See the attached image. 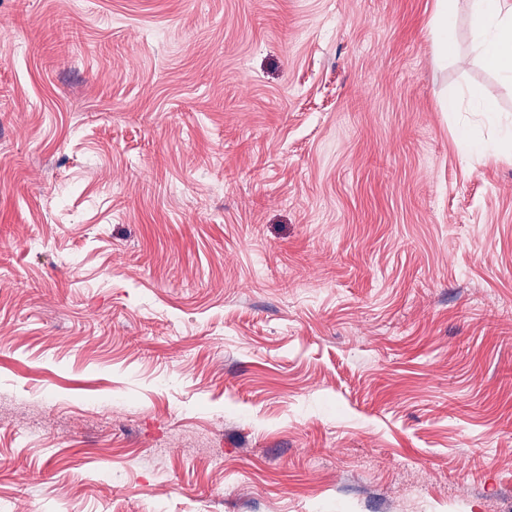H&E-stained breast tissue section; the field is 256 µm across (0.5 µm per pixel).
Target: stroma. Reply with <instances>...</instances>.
<instances>
[{"label": "stroma", "instance_id": "35a3bbf8", "mask_svg": "<svg viewBox=\"0 0 512 512\" xmlns=\"http://www.w3.org/2000/svg\"><path fill=\"white\" fill-rule=\"evenodd\" d=\"M454 6L463 65L435 0H0V506L512 512V157L457 143L512 82ZM447 0H437L434 14L429 21L435 56L440 61L462 58L456 39V15Z\"/></svg>", "mask_w": 512, "mask_h": 512}]
</instances>
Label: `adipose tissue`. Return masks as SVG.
Wrapping results in <instances>:
<instances>
[{
    "label": "adipose tissue",
    "instance_id": "ef3b65f1",
    "mask_svg": "<svg viewBox=\"0 0 512 512\" xmlns=\"http://www.w3.org/2000/svg\"><path fill=\"white\" fill-rule=\"evenodd\" d=\"M470 29L482 58L504 77L512 78V0H467ZM435 56L444 61L460 58L456 15L448 0H437L429 21Z\"/></svg>",
    "mask_w": 512,
    "mask_h": 512
}]
</instances>
